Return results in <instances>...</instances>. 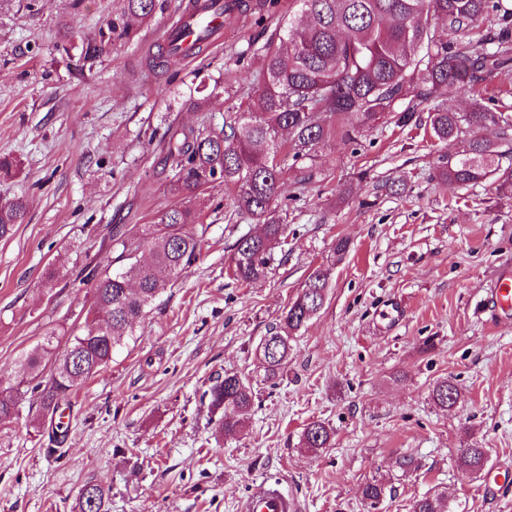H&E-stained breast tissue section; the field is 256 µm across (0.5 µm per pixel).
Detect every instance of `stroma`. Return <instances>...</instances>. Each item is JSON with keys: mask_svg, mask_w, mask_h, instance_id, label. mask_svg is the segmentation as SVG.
<instances>
[{"mask_svg": "<svg viewBox=\"0 0 512 512\" xmlns=\"http://www.w3.org/2000/svg\"><path fill=\"white\" fill-rule=\"evenodd\" d=\"M186 0H157L133 38L113 36L93 67L66 31L91 38L123 0H0V154L21 162L0 200L25 194L29 211L0 239V385L46 332L79 335L93 310L86 263H110L112 224H150L173 206L200 211L186 225L199 255L160 295L111 362L72 396L63 417L40 414L31 393L0 422V512H72L79 490L109 489L107 512H242L255 482H280L297 512H370L360 489L392 490L379 512H411L434 489L456 512H512V310L486 301L512 274V194L435 176L424 127L380 125L357 141L329 135L305 189L286 171L288 227L268 275H227L232 244L261 227L215 183L170 194L162 164L168 131H220L261 76L263 48L297 0H240L219 45L195 61L152 68ZM390 191H382V184ZM349 253H333L336 238ZM331 269L324 308L291 338L288 365L263 378L256 347L313 269ZM67 286L45 288L47 270ZM235 373L255 401L239 433H219L206 392ZM454 377L462 401L434 407L430 388ZM328 448L299 446L309 422ZM478 446L477 475L457 466ZM414 465L405 471L402 458ZM487 449L471 446L464 448L457 458V466L463 471L479 472L487 464Z\"/></svg>", "mask_w": 512, "mask_h": 512, "instance_id": "1", "label": "stroma"}]
</instances>
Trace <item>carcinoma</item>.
<instances>
[{
  "mask_svg": "<svg viewBox=\"0 0 512 512\" xmlns=\"http://www.w3.org/2000/svg\"><path fill=\"white\" fill-rule=\"evenodd\" d=\"M306 16L302 24L285 23L265 46L262 81L245 100L239 116L218 133L205 134L181 128L167 143L164 166L168 189L180 194L215 182L236 189L238 212L263 227L257 235L242 236L233 245L228 268L237 282L266 277L271 249L287 224L278 210L283 169L279 156L286 151L303 165L296 169L300 187L314 178L316 149L330 130L348 140L388 120L398 127H429L439 142L459 140L463 150L441 157L440 180L470 187L491 180L512 192V113L484 105L479 96L486 75L512 72V7L502 0H297ZM156 0H124L123 11L107 31L81 40L80 56L89 65L100 57L104 45L118 33L133 34L132 22L148 23ZM499 28L478 41L472 31L489 16ZM443 22L437 29L435 21ZM466 90L474 95L469 112H449L435 104L437 94ZM427 116H421V113ZM494 127V140L467 137L469 129ZM288 132V140L280 132ZM28 211L23 195L0 203V239L22 224ZM190 209L170 208L156 224H136L129 230L112 225L111 241L117 252L115 269H94L91 283L95 315L85 331L73 337L58 353L56 371L43 388L41 357L32 355L21 364L15 385L0 388V421L15 413V394L27 388L38 396L44 414H54L67 399L102 367L132 335L136 324L171 282L196 259L197 240L184 232L195 222ZM152 252V262L136 258L140 246ZM330 268L320 266L304 281L282 314L257 345L264 377L275 380L290 357V337L324 307L328 298ZM205 395L212 414L220 415L219 431L234 435L241 416L254 404L249 380L233 373L218 377ZM433 403L442 411L458 406L461 393L451 377L436 380L430 389ZM331 430L322 421L303 428L301 447L316 452L331 445ZM485 448L462 450L457 466L479 472L487 464ZM93 494L79 493L75 512H105L109 489L91 485ZM387 488L378 480L366 482L362 499L379 505ZM412 512H452L448 493H426L417 498Z\"/></svg>",
  "mask_w": 512,
  "mask_h": 512,
  "instance_id": "obj_1",
  "label": "carcinoma"
}]
</instances>
